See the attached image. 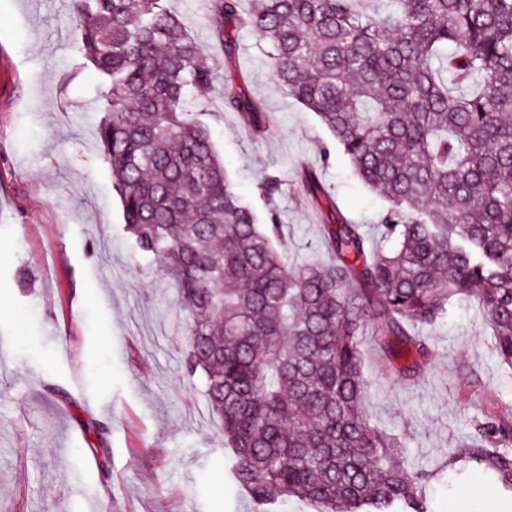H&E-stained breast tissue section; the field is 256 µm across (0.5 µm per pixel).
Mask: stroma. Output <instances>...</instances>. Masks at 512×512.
<instances>
[{
	"instance_id": "35a3bbf8",
	"label": "stroma",
	"mask_w": 512,
	"mask_h": 512,
	"mask_svg": "<svg viewBox=\"0 0 512 512\" xmlns=\"http://www.w3.org/2000/svg\"><path fill=\"white\" fill-rule=\"evenodd\" d=\"M216 63L213 0H169ZM71 0H0V512H253L224 462L220 420L202 374L187 375L173 317L174 281L134 247L97 145V77L73 41ZM228 69L260 100L263 138L225 110L223 79L199 104L237 193L264 212L277 200L289 264L327 261L334 213L379 243L384 199L352 172L315 112L271 78L267 45L248 28ZM312 170L325 197L296 185ZM435 363L418 384L390 372L379 340L361 338L371 424L436 468L512 379L479 309L453 304L426 329ZM103 434H96V427ZM430 512H512L479 473L428 490Z\"/></svg>"
}]
</instances>
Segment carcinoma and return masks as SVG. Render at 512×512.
I'll list each match as a JSON object with an SVG mask.
<instances>
[{
    "instance_id": "carcinoma-1",
    "label": "carcinoma",
    "mask_w": 512,
    "mask_h": 512,
    "mask_svg": "<svg viewBox=\"0 0 512 512\" xmlns=\"http://www.w3.org/2000/svg\"><path fill=\"white\" fill-rule=\"evenodd\" d=\"M215 0L229 61L237 31L266 42L275 83L315 112L356 176L387 206L382 245L336 217L329 262L290 266L274 200L268 223L224 171L193 91L215 61L165 0H72L76 47L99 77L100 152L136 249L178 288L185 360L202 371L237 484L267 512H428L444 472L481 471L512 491V402L472 421L443 469L412 466L406 442L365 414L360 336L394 371L433 365L421 329L478 302L512 375V0ZM224 107L263 112L224 82Z\"/></svg>"
}]
</instances>
